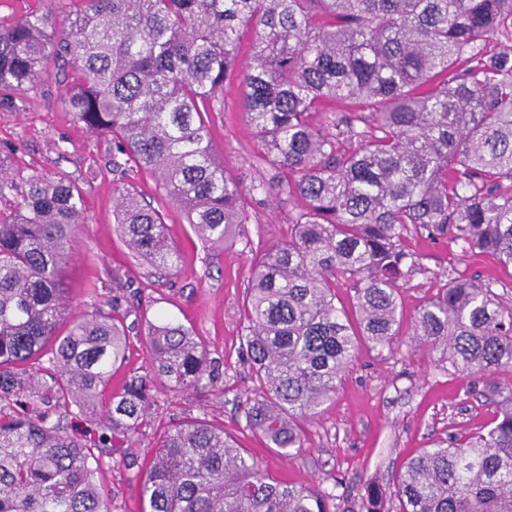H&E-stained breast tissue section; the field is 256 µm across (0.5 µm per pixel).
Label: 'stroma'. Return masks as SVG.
Instances as JSON below:
<instances>
[{"label": "stroma", "instance_id": "obj_1", "mask_svg": "<svg viewBox=\"0 0 512 512\" xmlns=\"http://www.w3.org/2000/svg\"><path fill=\"white\" fill-rule=\"evenodd\" d=\"M34 10L50 13L61 24L71 0H0V23L18 21ZM70 77L67 62L50 57L37 91L18 93L15 105H0V157L11 159L20 175L43 169L75 181L83 192L86 222L74 234L66 267L73 307L88 311L93 304L114 300L121 314L138 303L166 311L204 338L213 357L221 361L215 387L160 396L132 449L130 466L103 469L100 481L114 505L112 512H139L136 473L154 453L160 433L189 414L223 428L275 478L310 485L328 475L337 477L347 494L345 512H353L362 481L391 486L402 465L432 441L450 437L463 443L491 422L493 408L478 377L455 372L412 349L404 336L390 351L361 345L333 399L306 425V444L300 452L284 457L266 448L247 429L239 411L252 387L240 350L243 303L249 251L287 235V208L265 202L254 208L242 239L225 248L205 247L179 208L157 191L152 174L132 167L118 182L105 170L110 144L74 123L65 108ZM240 99L238 82L227 84L223 111L209 113L206 123L218 156L233 176L248 183L258 176L252 164L256 145ZM92 169L99 172L93 180L87 177ZM120 184L164 213L181 254L176 275L156 272L133 254L116 231L112 210ZM407 245L423 271L400 290L404 320H411L435 293L437 272L494 277L497 292L512 302V266H501L489 255H462L459 244L450 240L414 235ZM90 285L95 286V294L87 293Z\"/></svg>", "mask_w": 512, "mask_h": 512}]
</instances>
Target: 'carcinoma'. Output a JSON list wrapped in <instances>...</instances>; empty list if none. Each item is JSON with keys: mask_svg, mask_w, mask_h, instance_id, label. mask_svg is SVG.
I'll use <instances>...</instances> for the list:
<instances>
[{"mask_svg": "<svg viewBox=\"0 0 512 512\" xmlns=\"http://www.w3.org/2000/svg\"><path fill=\"white\" fill-rule=\"evenodd\" d=\"M252 61L237 68L238 46ZM511 47L490 53L491 40ZM54 53L73 68L76 122L112 144L108 167L152 173L212 247L250 223L263 195L301 202L288 235L257 251L243 310L250 362L247 429L283 456L335 395L361 343L403 335L400 283L421 271L412 233L461 243L512 266V0H77L0 25V103L38 88ZM237 79L269 178L243 186L217 156L206 112ZM321 115L318 123L311 117ZM0 512H109L97 475L108 448H133L159 389L204 390L218 361L167 314L145 322L146 371L109 391L126 360L124 320L69 307L64 268L85 223L78 187L41 170L16 181L0 157ZM114 223L129 247L172 275L177 244L161 211L118 190ZM354 283L352 313L336 280ZM412 319L414 348L486 378L489 429L440 441L404 466L393 496L367 481L360 512H512V306L495 282L448 272ZM44 371L51 384L35 381ZM65 416L93 419L77 437ZM141 512H339V480H277L224 430L195 416L169 426L136 475Z\"/></svg>", "mask_w": 512, "mask_h": 512, "instance_id": "1", "label": "carcinoma"}]
</instances>
